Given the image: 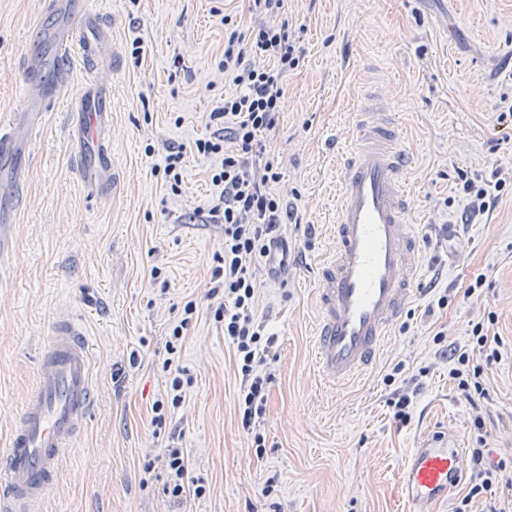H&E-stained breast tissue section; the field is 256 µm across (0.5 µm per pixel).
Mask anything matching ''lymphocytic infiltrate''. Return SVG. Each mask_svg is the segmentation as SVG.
Listing matches in <instances>:
<instances>
[{"label": "lymphocytic infiltrate", "mask_w": 512, "mask_h": 512, "mask_svg": "<svg viewBox=\"0 0 512 512\" xmlns=\"http://www.w3.org/2000/svg\"><path fill=\"white\" fill-rule=\"evenodd\" d=\"M249 14L258 16L257 25L242 28L236 16H222L224 54L219 67L230 90L209 113L208 138L196 140L197 154L213 160L211 182L219 193L206 214L204 224L224 227V253L217 260L210 278L208 297L219 298L213 312L222 323L224 337L232 345L239 388L237 408L244 432L253 446L264 448L266 440L258 430L265 414L268 388L272 382L270 366L277 359L276 334L267 331L256 318L258 272L268 261L273 244L284 241L288 225L296 223L297 214L277 189L282 179L278 155L269 145L270 136L280 128L286 78L299 67L305 49L288 20L287 0H244ZM457 193L463 206L461 221L473 223L476 217L491 212L501 192L512 182V172L492 167L489 176L457 172ZM197 311L195 302H187L183 314L173 327L165 344L162 369L169 379L168 401H157L153 407L156 420H163L167 408H180L185 390L192 383L188 369L178 357L183 333ZM495 317L473 325L472 346L464 348L445 341L444 333H436L435 343L448 361V376L467 400L485 397V366L500 358L502 341L492 334ZM483 363H475V356ZM485 419L475 412V432L468 451L470 490L458 498L452 512H471L474 496L491 490L498 472L507 465L498 460L486 463L489 450L483 435ZM162 467L166 478L162 493L180 501L205 494L203 478L194 475L181 448L167 445L159 463H147L146 471Z\"/></svg>", "instance_id": "lymphocytic-infiltrate-1"}]
</instances>
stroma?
Instances as JSON below:
<instances>
[{
  "instance_id": "obj_1",
  "label": "stroma",
  "mask_w": 512,
  "mask_h": 512,
  "mask_svg": "<svg viewBox=\"0 0 512 512\" xmlns=\"http://www.w3.org/2000/svg\"><path fill=\"white\" fill-rule=\"evenodd\" d=\"M85 7L54 12L50 0H0V126L32 92L27 68L39 30L81 28L87 13L98 19L80 44L48 47L66 78L31 130L19 192L0 197L7 220L0 226V449L35 386L56 321L78 320L93 357L94 406L38 512H406L401 463L426 442L469 447L475 409L485 414L488 448H512V187L460 238L436 239L461 208L453 199L458 169L512 165V145L498 134L499 114L512 110V0H288L306 54L288 75L272 146L280 188L301 222L287 229V278L266 276L260 285L258 317L279 345L261 454L241 428L234 352L206 298L224 253L222 230L189 221L214 193L209 160L190 147L209 136L207 114L224 95L219 14L240 15L246 26L252 18L241 0H85ZM95 86L111 99L115 171L98 196L81 181L71 139L78 101ZM377 97L412 159L406 183L422 277L374 368L332 386L311 351L317 271L333 247L327 228L336 216L339 155L356 113ZM171 144L188 147L176 195L155 168ZM480 275L485 285L466 296ZM442 295L447 305H438ZM191 300L197 312L180 363L193 382L159 427L153 405L166 397L164 345ZM488 306L506 348L474 408L449 379L433 337L442 331L447 342L467 344L471 322ZM397 365L420 385L404 426L384 380ZM174 434L206 486L204 497L184 504L144 471Z\"/></svg>"
}]
</instances>
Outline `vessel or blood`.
<instances>
[{
  "label": "vessel or blood",
  "mask_w": 512,
  "mask_h": 512,
  "mask_svg": "<svg viewBox=\"0 0 512 512\" xmlns=\"http://www.w3.org/2000/svg\"><path fill=\"white\" fill-rule=\"evenodd\" d=\"M111 101L90 92L72 129L94 161L81 173L89 190L112 181L106 145ZM397 125L382 114L357 113L353 144L341 161L332 256L319 271L314 358L319 375L343 385L363 376L378 358L393 325L415 296L417 239L408 222L405 183L409 159ZM94 402L92 355L71 319L56 322L9 442L0 451V512H32L54 484L60 461L82 433ZM464 469L461 449L415 448L398 471L407 512H438Z\"/></svg>",
  "instance_id": "1"
}]
</instances>
